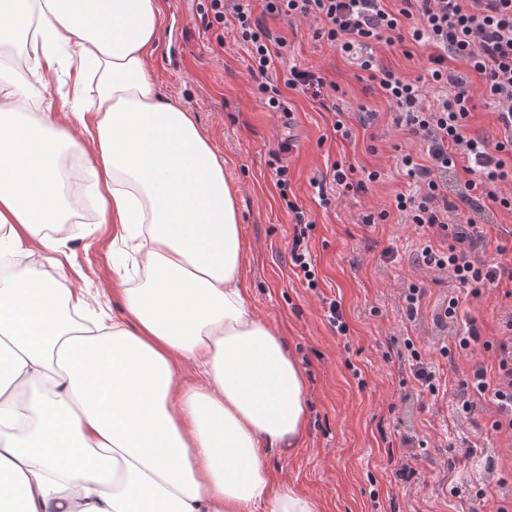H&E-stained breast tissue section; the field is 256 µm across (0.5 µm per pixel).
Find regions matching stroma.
I'll list each match as a JSON object with an SVG mask.
<instances>
[{"label": "stroma", "instance_id": "obj_1", "mask_svg": "<svg viewBox=\"0 0 512 512\" xmlns=\"http://www.w3.org/2000/svg\"><path fill=\"white\" fill-rule=\"evenodd\" d=\"M163 26L150 59L160 92L192 115L200 132L227 163L226 176L239 189V215L249 248L247 286L255 312L280 329L306 378L308 426L289 454L270 451L268 466L289 486L316 500L321 512H512V496L494 492L498 480L512 485V431L494 430L496 409L477 399L471 417L458 414L461 382L476 364L495 371L494 352L453 350L442 356L468 325L482 338L499 340L512 313V211H474L461 204L449 222L473 219L482 234L478 256L504 269L495 286L459 285L448 273L418 267L420 237L398 214L365 225L363 214L387 208L410 181L396 166L398 154H422V142L395 127L394 114L365 73L327 41L315 39L306 21L269 19L287 47L276 63L315 68L336 86L330 99L347 111L351 139L335 135V116L310 95L284 89L288 112L268 111L248 72V55L231 27L206 28L202 0H162ZM380 64L416 78L427 74L429 48L404 55L377 44ZM75 73L55 64L31 88L41 111H55ZM291 137L293 148L278 144ZM378 171L377 181L357 194L318 197L333 163ZM287 166L290 186L280 196L275 170ZM295 202L313 221L307 239L318 290L298 279L290 261ZM88 236L68 242L61 260L69 285L111 317L122 307L112 269L110 224H92ZM424 294L415 319H408L404 284ZM459 312L439 330L436 318L449 298ZM340 303L347 333L329 326L323 302ZM411 337L415 349L442 382L439 395L423 390L395 343ZM419 475L401 481L403 463ZM461 487L452 495V487Z\"/></svg>", "mask_w": 512, "mask_h": 512}]
</instances>
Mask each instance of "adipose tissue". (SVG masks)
<instances>
[{
    "instance_id": "1",
    "label": "adipose tissue",
    "mask_w": 512,
    "mask_h": 512,
    "mask_svg": "<svg viewBox=\"0 0 512 512\" xmlns=\"http://www.w3.org/2000/svg\"><path fill=\"white\" fill-rule=\"evenodd\" d=\"M161 19V0H0V46L34 44L32 76L56 47L90 73L30 122V76L0 63V235L49 265L0 275V512H319L266 463L305 436L306 382L243 286L223 158L148 67ZM67 175L135 249L108 324L64 285L85 232L64 220Z\"/></svg>"
}]
</instances>
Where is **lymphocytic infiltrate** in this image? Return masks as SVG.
Wrapping results in <instances>:
<instances>
[{
    "mask_svg": "<svg viewBox=\"0 0 512 512\" xmlns=\"http://www.w3.org/2000/svg\"><path fill=\"white\" fill-rule=\"evenodd\" d=\"M204 14L211 27L232 25L235 39L251 60L249 71L257 92L272 112L285 111L283 88L324 99L327 82L321 72L291 67L283 82L272 77L285 42L254 17L246 0H205ZM267 14L288 21L315 22L314 36L346 54L396 111V125L418 136L426 156L418 160L401 153L397 163L413 181L409 193L397 194L390 209L361 216L364 224L386 219L397 211L405 223L427 241L416 260L432 271H445L459 284L482 288L495 284L499 266L476 260L480 237L474 222L449 224L455 203L448 199L447 176L456 168L467 175L466 203L512 211V0H264ZM427 45V79L411 80L376 63L372 45ZM465 63V71L449 67V60ZM493 106L501 136L490 141L468 135L467 119L475 99ZM450 237L448 248L435 246L433 236ZM507 339L482 340L477 328L457 337L454 348L473 352L476 346L496 350L498 369L487 375L476 368L464 381L460 411L471 415L473 395L494 403L500 421L512 429V318L505 323Z\"/></svg>",
    "mask_w": 512,
    "mask_h": 512,
    "instance_id": "obj_1",
    "label": "lymphocytic infiltrate"
}]
</instances>
